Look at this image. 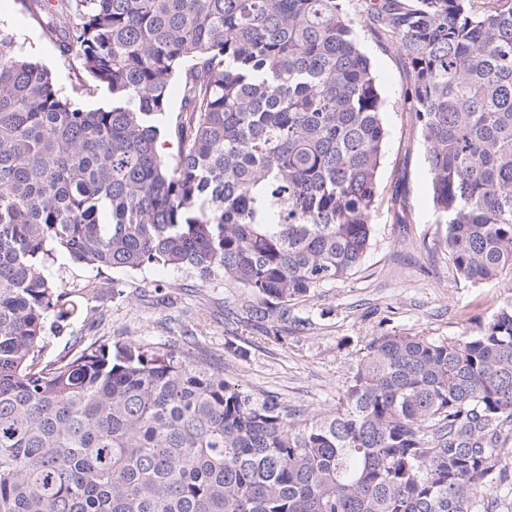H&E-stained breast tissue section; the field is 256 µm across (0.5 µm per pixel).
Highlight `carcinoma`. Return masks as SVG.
Instances as JSON below:
<instances>
[{
  "instance_id": "obj_1",
  "label": "carcinoma",
  "mask_w": 512,
  "mask_h": 512,
  "mask_svg": "<svg viewBox=\"0 0 512 512\" xmlns=\"http://www.w3.org/2000/svg\"><path fill=\"white\" fill-rule=\"evenodd\" d=\"M32 3L107 104L0 28V512H512V302L370 337L325 414L176 348L42 361L48 317L80 315L56 252L219 274L261 319L354 273L387 138L357 11L406 67L454 278L512 286V0Z\"/></svg>"
}]
</instances>
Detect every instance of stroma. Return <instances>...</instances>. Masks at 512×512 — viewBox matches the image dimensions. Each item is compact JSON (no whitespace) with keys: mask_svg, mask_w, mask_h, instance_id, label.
Here are the masks:
<instances>
[{"mask_svg":"<svg viewBox=\"0 0 512 512\" xmlns=\"http://www.w3.org/2000/svg\"><path fill=\"white\" fill-rule=\"evenodd\" d=\"M48 14L35 17L22 0H0V25L52 72L63 90L76 81L78 63L60 57L43 37ZM384 100L388 131L378 175L374 242L357 272L295 302L286 319L245 322L242 289L221 277L201 282L189 269L147 266L133 272L97 271L58 256L47 269L51 281L72 292L79 318L48 319L46 357L108 343L177 344L202 351L240 388L262 391L298 409L335 410L356 353L383 331L452 338L490 319L512 301V290L494 283L454 280L439 241L445 234L430 198L424 148L403 107L406 75L390 44L359 29ZM279 342H270V335ZM246 349V359L227 350Z\"/></svg>","mask_w":512,"mask_h":512,"instance_id":"stroma-1","label":"stroma"}]
</instances>
